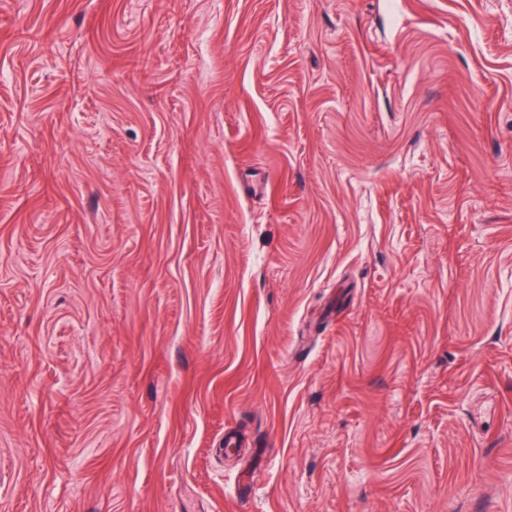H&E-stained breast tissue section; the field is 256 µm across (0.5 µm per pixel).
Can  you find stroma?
Masks as SVG:
<instances>
[{
    "instance_id": "1",
    "label": "stroma",
    "mask_w": 512,
    "mask_h": 512,
    "mask_svg": "<svg viewBox=\"0 0 512 512\" xmlns=\"http://www.w3.org/2000/svg\"><path fill=\"white\" fill-rule=\"evenodd\" d=\"M0 512H512V0H0Z\"/></svg>"
}]
</instances>
